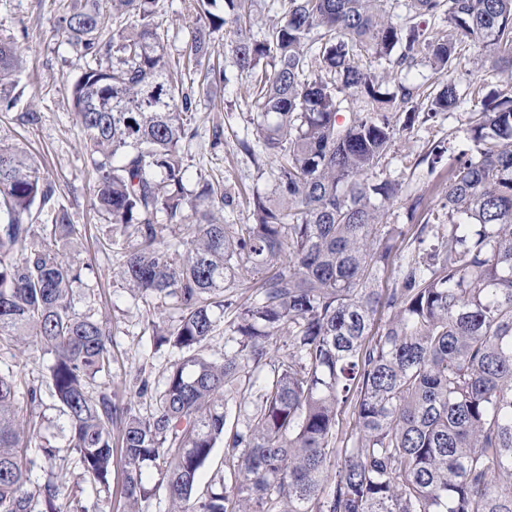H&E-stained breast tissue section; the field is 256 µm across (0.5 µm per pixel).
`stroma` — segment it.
<instances>
[{"mask_svg": "<svg viewBox=\"0 0 512 512\" xmlns=\"http://www.w3.org/2000/svg\"><path fill=\"white\" fill-rule=\"evenodd\" d=\"M75 0H0V36L11 39L22 52L25 71L21 76V95L10 112L0 115V135L19 143L42 163L54 182L60 202L73 223L83 225L85 235L77 253L81 263L93 273L84 295L95 313L112 322V369L110 375L97 377L95 387H107L116 401L135 406L147 413L149 402L137 398L141 380L157 384L166 375L179 353L168 346L156 347L149 320L167 317L165 308H150L135 301L117 277L120 260L116 253L105 251L103 244L112 235L111 225L101 223L91 206L93 173L83 149V134L72 118L69 86L86 69L89 60L68 42L59 27L60 18ZM157 24L168 32V52L178 57L188 28L193 23L189 0H159ZM231 27L214 35L215 54L229 77L227 83L210 93L196 96L192 124L199 135L193 141L186 161L190 172L223 182L233 200L224 207V221L246 224L250 221L249 201L254 191L271 188L270 161L264 154L250 156L238 142L253 139V112L250 101L253 83L238 74L232 63ZM34 113L33 121L16 122V115ZM464 116L459 112L442 114L434 123L415 127L412 133L397 138L386 161L374 177L396 179L408 189L421 188L423 182L436 185L444 181L445 168L434 173L426 169L410 171L407 159L427 152L438 141L452 140L454 148H465L462 136ZM222 128L220 146H213L214 128ZM41 405L30 404L26 394H19L22 415L42 424V435L56 447L67 465V491L80 498L88 512H122L123 461L115 459L108 486L79 480L77 456L65 446L66 417L60 411L49 388H42Z\"/></svg>", "mask_w": 512, "mask_h": 512, "instance_id": "35a3bbf8", "label": "stroma"}]
</instances>
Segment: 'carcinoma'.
Returning <instances> with one entry per match:
<instances>
[{
  "label": "carcinoma",
  "instance_id": "cac0c4a2",
  "mask_svg": "<svg viewBox=\"0 0 512 512\" xmlns=\"http://www.w3.org/2000/svg\"><path fill=\"white\" fill-rule=\"evenodd\" d=\"M191 2L183 64L204 71V89L226 78L208 64L212 36L235 24L233 62L255 81V136L275 163V192L254 196L252 223L226 224L224 192L203 175L187 189L195 98L172 78L157 0H112L127 19L115 44L100 42L97 0L62 19L70 44L96 61L70 88L92 205L137 239H108L121 251L118 277L133 298L173 311L152 335L180 357L161 383L139 387L152 400L145 415L90 393L111 372L112 327L78 307L81 231L39 161L1 136L0 355L33 345L51 364L32 378L17 362L0 367V512H60L66 496L54 450L17 408L20 389L35 404L44 383L82 480L109 483L122 422L124 512L152 495L146 466L170 512H512V83L460 90L453 78L464 62L512 68V0H275L279 19L262 41L250 36L252 0H224L222 16L216 0ZM424 61L444 77L434 87L409 78ZM23 69L0 37V110L13 107ZM343 93L362 108L340 121ZM444 112L467 114L471 147L448 164L438 207L410 197L421 223L394 263L403 230L383 219L402 183L370 176L398 135ZM165 229L175 242L159 240ZM385 269L393 287L381 293ZM252 281L258 298L238 304ZM217 310L233 313L236 347L215 358L205 346ZM283 334L287 353L264 376L246 374ZM238 400L256 402L243 428L231 420ZM219 443L227 480L199 494ZM32 447L48 463L33 489Z\"/></svg>",
  "mask_w": 512,
  "mask_h": 512
}]
</instances>
